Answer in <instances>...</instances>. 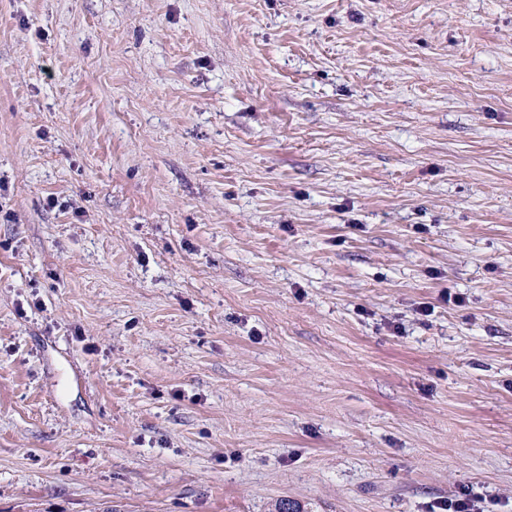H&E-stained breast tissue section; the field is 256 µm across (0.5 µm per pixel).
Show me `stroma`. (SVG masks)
<instances>
[{
    "label": "stroma",
    "instance_id": "35a3bbf8",
    "mask_svg": "<svg viewBox=\"0 0 512 512\" xmlns=\"http://www.w3.org/2000/svg\"><path fill=\"white\" fill-rule=\"evenodd\" d=\"M512 512V0H0V512Z\"/></svg>",
    "mask_w": 512,
    "mask_h": 512
}]
</instances>
